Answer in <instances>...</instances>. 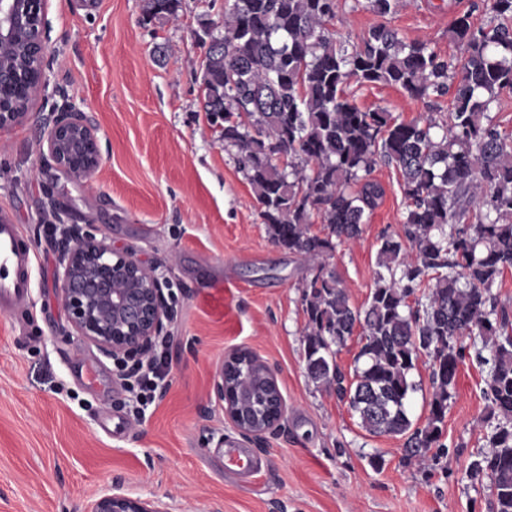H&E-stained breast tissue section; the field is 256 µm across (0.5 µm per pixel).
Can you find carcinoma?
Returning <instances> with one entry per match:
<instances>
[{
    "mask_svg": "<svg viewBox=\"0 0 512 512\" xmlns=\"http://www.w3.org/2000/svg\"><path fill=\"white\" fill-rule=\"evenodd\" d=\"M496 25L473 26L465 12L448 32L465 55L443 56L425 41L407 43L381 23L352 49L331 22L342 0H229L223 30L202 71L203 109L224 126V144L261 205L272 241L288 253L320 259L356 240L384 195L371 178L394 166L406 200L401 233L384 236L378 274L360 309L335 273L319 263L302 291L306 371L348 399L371 435L404 436L406 457L442 448L448 400L464 357L479 338L490 365L483 394L497 420L490 451L468 476L491 478L496 512H512V317L492 289L512 270V133L489 115L512 92V0H484ZM397 0H367L380 17ZM181 0H145L144 15L170 19ZM386 84L413 99L455 87L447 121L409 122L384 109L363 110L345 92L351 79ZM248 121H243L242 117ZM324 235L311 231L312 216ZM422 296H417L421 289ZM362 329L353 380L336 364V348ZM432 360V391L422 427L409 416L410 373L420 354ZM233 396L248 390L245 415L261 427L276 413L275 385L250 356L230 365Z\"/></svg>",
    "mask_w": 512,
    "mask_h": 512,
    "instance_id": "1",
    "label": "carcinoma"
}]
</instances>
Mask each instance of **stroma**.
Listing matches in <instances>:
<instances>
[{
  "instance_id": "stroma-1",
  "label": "stroma",
  "mask_w": 512,
  "mask_h": 512,
  "mask_svg": "<svg viewBox=\"0 0 512 512\" xmlns=\"http://www.w3.org/2000/svg\"><path fill=\"white\" fill-rule=\"evenodd\" d=\"M144 0H43L47 87L36 116L0 133V213L35 254L33 288L0 310V512H87L103 492L159 499L170 512H495L490 478L470 463L489 450L487 372L467 344L442 441L404 463L403 437L373 436L347 403L306 372L302 287L313 262L269 238L235 151L202 107L198 39L221 30L224 0H182L177 19L146 21ZM489 16L483 0H402L388 24L405 41L459 56L450 21ZM379 19L348 0L332 28L356 44ZM361 109L401 120L445 119L451 99L414 100L382 84L350 82ZM98 128L102 162L90 182L70 180L42 147L40 115L67 108ZM385 189L360 239L324 262L353 306L374 286L383 235L401 230L396 169L377 163ZM93 225L169 283L174 318L167 375L141 405L115 360L71 334L55 287L62 224ZM256 354L286 406L280 430L248 443L252 475H229L218 438L239 434L212 393L222 358Z\"/></svg>"
}]
</instances>
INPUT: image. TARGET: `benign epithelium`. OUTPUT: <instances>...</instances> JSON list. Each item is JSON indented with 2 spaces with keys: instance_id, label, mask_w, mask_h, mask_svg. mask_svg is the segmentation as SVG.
<instances>
[{
  "instance_id": "1",
  "label": "benign epithelium",
  "mask_w": 512,
  "mask_h": 512,
  "mask_svg": "<svg viewBox=\"0 0 512 512\" xmlns=\"http://www.w3.org/2000/svg\"><path fill=\"white\" fill-rule=\"evenodd\" d=\"M46 44L43 37L42 0H0V78L16 74L23 82L38 73L26 93L8 102L0 100V131H9L34 116L31 108L46 86ZM44 145L56 167L69 178L87 183L101 165L97 128L84 112H63L44 123ZM59 263L56 288L69 312L73 335L116 360L145 357L173 315L164 292L165 282L129 251L112 248L105 236L97 237L89 225L66 224L56 243ZM236 353L222 361L213 383L215 399L239 435L262 442L263 436L285 418L279 406L269 426L243 422L238 409L226 400L225 372ZM88 512H169L159 500L105 493Z\"/></svg>"
}]
</instances>
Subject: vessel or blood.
<instances>
[{"mask_svg":"<svg viewBox=\"0 0 512 512\" xmlns=\"http://www.w3.org/2000/svg\"><path fill=\"white\" fill-rule=\"evenodd\" d=\"M33 253L21 236L17 224L0 220V310L24 303L31 293ZM251 459L234 441L224 445V470L239 474L249 471Z\"/></svg>","mask_w":512,"mask_h":512,"instance_id":"vessel-or-blood-1","label":"vessel or blood"}]
</instances>
